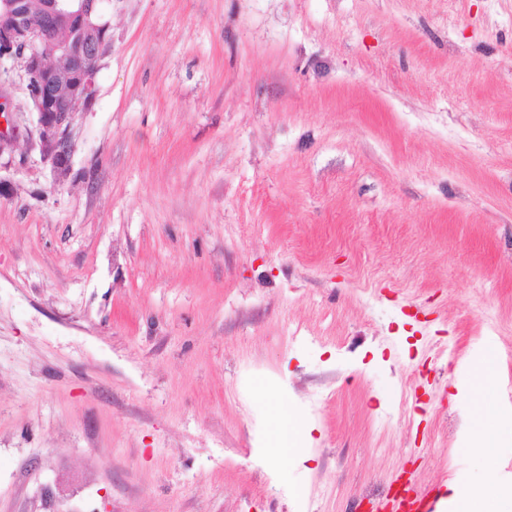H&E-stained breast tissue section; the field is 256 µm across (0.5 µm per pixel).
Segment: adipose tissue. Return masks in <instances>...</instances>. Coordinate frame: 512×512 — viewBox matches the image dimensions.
<instances>
[{"label":"adipose tissue","instance_id":"ef3b65f1","mask_svg":"<svg viewBox=\"0 0 512 512\" xmlns=\"http://www.w3.org/2000/svg\"><path fill=\"white\" fill-rule=\"evenodd\" d=\"M494 386V362L492 352H485L471 360L468 378L459 386L457 398L469 410V423L463 437L467 452L482 459H489L494 440L512 436V418L500 415L493 407L491 395ZM279 423L271 444L274 459H290L301 455L294 436V418L287 405L273 402L271 405ZM446 501L449 512H501L502 507L512 506V483H501L488 477L475 481L453 480L448 484Z\"/></svg>","mask_w":512,"mask_h":512}]
</instances>
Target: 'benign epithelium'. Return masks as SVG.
Listing matches in <instances>:
<instances>
[{
    "label": "benign epithelium",
    "mask_w": 512,
    "mask_h": 512,
    "mask_svg": "<svg viewBox=\"0 0 512 512\" xmlns=\"http://www.w3.org/2000/svg\"><path fill=\"white\" fill-rule=\"evenodd\" d=\"M99 16H105L103 0H41L37 12L29 0H0V58L20 64L36 117L40 162L58 184L69 172L73 115L78 107L94 104L97 76L112 42V36L98 33L111 28L108 21L95 24ZM59 63L72 78L70 93L57 88ZM18 135L17 113L0 91V153Z\"/></svg>",
    "instance_id": "1"
}]
</instances>
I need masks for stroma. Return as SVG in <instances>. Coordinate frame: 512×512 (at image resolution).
<instances>
[{"mask_svg":"<svg viewBox=\"0 0 512 512\" xmlns=\"http://www.w3.org/2000/svg\"><path fill=\"white\" fill-rule=\"evenodd\" d=\"M55 184L0 153V512H357L512 409V0H112ZM306 461L273 465L271 400ZM289 479H281L280 469ZM493 386V351L489 350L470 361L467 381L458 387L456 396L469 409V423L463 437L466 447L460 449L476 454L492 468L495 465L490 458V448L495 447L492 441L503 435L512 436L511 414L502 416L493 407Z\"/></svg>","mask_w":512,"mask_h":512,"instance_id":"1","label":"stroma"}]
</instances>
